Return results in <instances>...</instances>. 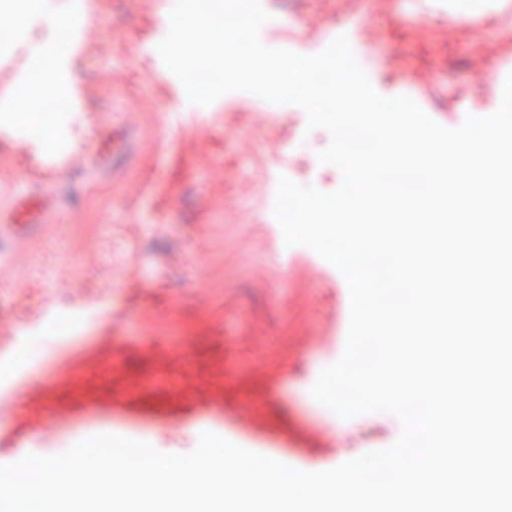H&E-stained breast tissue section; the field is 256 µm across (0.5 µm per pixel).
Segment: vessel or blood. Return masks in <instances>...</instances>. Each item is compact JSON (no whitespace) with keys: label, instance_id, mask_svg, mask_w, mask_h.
<instances>
[{"label":"vessel or blood","instance_id":"1","mask_svg":"<svg viewBox=\"0 0 512 512\" xmlns=\"http://www.w3.org/2000/svg\"><path fill=\"white\" fill-rule=\"evenodd\" d=\"M131 141L126 133L113 136L104 148L91 153L93 167L113 166L124 158ZM58 167L46 162L26 173V187L18 191L11 207L0 211V238L32 235L50 219L53 200L47 187L57 180ZM126 312L116 304L111 314L97 317L93 325L102 342L75 351L64 361L57 379L36 382L32 364H16L15 349L0 347V365L10 367L0 377V401L16 392L26 395V420L18 422L0 414V465H12L29 455H50L53 449L70 448L68 438L45 428L47 417H92L82 435L118 434L150 440L149 425L193 420L197 432H213L245 448L264 452L265 444L279 440L294 447L284 463L304 469L303 449L316 440L299 430L275 396L282 375L263 367L232 376L222 338L199 326L191 338L199 365L189 370L159 343L111 340L117 318ZM245 414L250 434L244 435L217 420L220 412Z\"/></svg>","mask_w":512,"mask_h":512}]
</instances>
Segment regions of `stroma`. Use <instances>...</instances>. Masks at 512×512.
Here are the masks:
<instances>
[{"label":"stroma","mask_w":512,"mask_h":512,"mask_svg":"<svg viewBox=\"0 0 512 512\" xmlns=\"http://www.w3.org/2000/svg\"><path fill=\"white\" fill-rule=\"evenodd\" d=\"M465 2L475 20L440 0H268V12L293 26L264 28L259 38L313 55L347 35L377 92L409 96L450 129L462 114L495 112L512 72V0ZM71 9L72 0H46L27 21L64 42L56 62L20 64L23 38L0 41V209L31 158L62 162L54 221L12 243L0 266V345L24 334L19 360L51 382L60 338L44 324L45 309L72 301L104 312L123 296L120 338H161L181 350L206 321L234 347L236 370L280 369L278 398L320 441L309 465L391 446L388 414L341 421L310 394L348 285L312 249L286 247L269 218L280 177L323 192L336 186L335 168L303 147L307 112L239 91L191 104L157 52L169 27L165 0H91L72 31L59 23ZM36 70L70 102L63 142L41 112L12 120ZM116 127L130 132L132 150L108 171L91 168L86 152Z\"/></svg>","instance_id":"35a3bbf8"}]
</instances>
